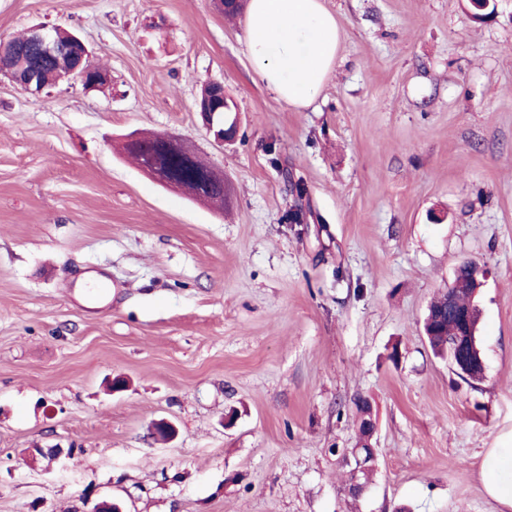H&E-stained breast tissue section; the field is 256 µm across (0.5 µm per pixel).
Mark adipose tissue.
<instances>
[{
    "mask_svg": "<svg viewBox=\"0 0 512 512\" xmlns=\"http://www.w3.org/2000/svg\"><path fill=\"white\" fill-rule=\"evenodd\" d=\"M244 39L257 78L278 101L300 110L321 95L342 32L322 0H249ZM484 481L493 497L512 507V448L489 454Z\"/></svg>",
    "mask_w": 512,
    "mask_h": 512,
    "instance_id": "adipose-tissue-1",
    "label": "adipose tissue"
}]
</instances>
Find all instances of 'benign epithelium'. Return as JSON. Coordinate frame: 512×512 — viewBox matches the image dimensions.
<instances>
[{"instance_id":"benign-epithelium-1","label":"benign epithelium","mask_w":512,"mask_h":512,"mask_svg":"<svg viewBox=\"0 0 512 512\" xmlns=\"http://www.w3.org/2000/svg\"><path fill=\"white\" fill-rule=\"evenodd\" d=\"M29 39L38 46L43 56L57 60L63 69L62 78H77L83 83L87 81L91 87L108 82L109 74L93 63L85 44L76 35L58 27L48 28L39 25L29 31ZM11 52V42L0 41V74L10 77L26 89L36 80L37 73L33 70L17 69L8 64ZM219 101L223 103L226 113L224 121L228 122V125L216 131L215 137L222 142H229L236 138L238 125L237 119L229 118L232 109L229 98L224 95V86L219 83L211 84L209 94L206 99L198 102V108L205 118L211 119L214 116L211 106ZM455 278L466 279L477 293L484 285L486 270L476 263L466 262L457 268ZM448 315L454 317L459 326L458 334L448 339V354L453 357L457 372L467 377L477 370L484 369L477 339L470 326L469 311L458 308L451 294L448 295ZM375 432L376 423L370 418L367 420L366 434L361 443L362 450L345 448L340 451L346 465L360 471L376 466L377 449L371 443Z\"/></svg>"}]
</instances>
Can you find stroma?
Segmentation results:
<instances>
[{
  "mask_svg": "<svg viewBox=\"0 0 512 512\" xmlns=\"http://www.w3.org/2000/svg\"><path fill=\"white\" fill-rule=\"evenodd\" d=\"M324 3L344 38L294 112L212 0H0V40L64 28L109 74L0 75V512H508L481 469L512 448V0L481 22L469 0ZM213 82L230 146L196 108ZM136 129L221 172L225 209L123 157ZM465 261L487 271L472 382L422 335ZM360 398L378 468L354 501ZM223 102L224 110L220 109L218 113H224V128L216 131L215 137L222 142L233 141L236 138L238 125L236 116L230 121V118L226 114H230L232 112L231 105L229 101H231L226 95H224V86L219 83L211 84V89L209 94L206 96L205 100H199L198 108L199 112L203 114L206 118L207 124L210 126L215 111L211 110L210 105L216 104L217 102ZM232 102V101H231ZM209 118V119H208ZM230 123L226 126V122Z\"/></svg>",
  "mask_w": 512,
  "mask_h": 512,
  "instance_id": "35a3bbf8",
  "label": "stroma"
}]
</instances>
